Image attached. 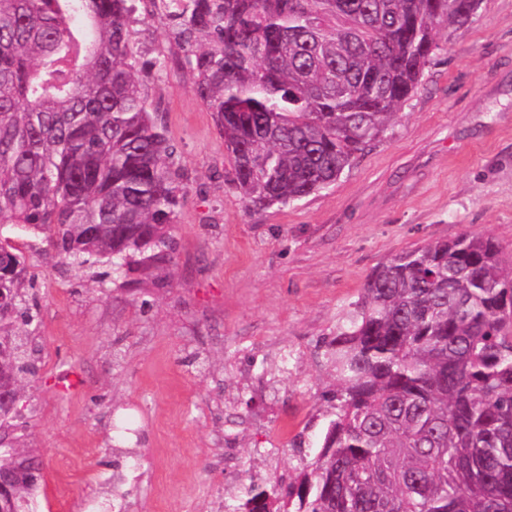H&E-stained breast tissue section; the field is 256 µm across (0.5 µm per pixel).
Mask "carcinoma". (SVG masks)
<instances>
[{
	"label": "carcinoma",
	"mask_w": 512,
	"mask_h": 512,
	"mask_svg": "<svg viewBox=\"0 0 512 512\" xmlns=\"http://www.w3.org/2000/svg\"><path fill=\"white\" fill-rule=\"evenodd\" d=\"M480 0H173L167 16L224 137L248 206L334 183L418 89L441 26ZM134 0H0V387L37 373L24 254L170 262L184 199L167 130L140 92ZM82 13L92 34L73 25ZM333 411L295 477L252 483L228 512H512V267L464 234L403 250L369 276L327 343ZM23 413L0 410V470L27 458ZM42 470L0 512H27Z\"/></svg>",
	"instance_id": "carcinoma-1"
}]
</instances>
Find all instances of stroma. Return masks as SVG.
I'll return each mask as SVG.
<instances>
[{
  "label": "stroma",
  "mask_w": 512,
  "mask_h": 512,
  "mask_svg": "<svg viewBox=\"0 0 512 512\" xmlns=\"http://www.w3.org/2000/svg\"><path fill=\"white\" fill-rule=\"evenodd\" d=\"M130 35L184 174L177 250L102 282L12 229L39 305L27 342L42 368L24 385L25 445L44 460L37 509L224 512L242 475L260 484L320 451L325 345L375 267L464 234L512 264V0H480L441 30L416 93L335 184L267 208L232 188L171 21L138 0Z\"/></svg>",
  "instance_id": "35a3bbf8"
}]
</instances>
